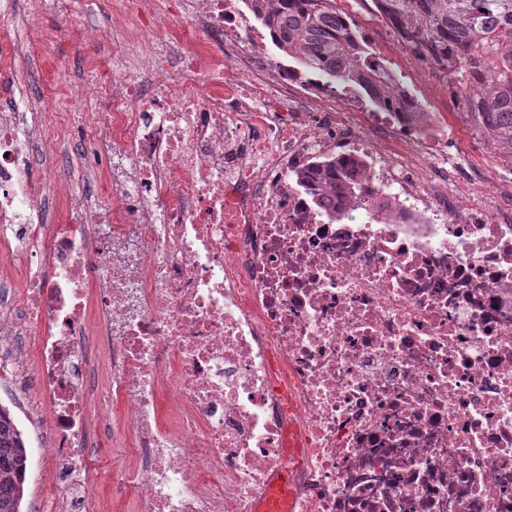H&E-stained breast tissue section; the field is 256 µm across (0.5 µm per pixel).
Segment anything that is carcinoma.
I'll return each mask as SVG.
<instances>
[{
    "mask_svg": "<svg viewBox=\"0 0 512 512\" xmlns=\"http://www.w3.org/2000/svg\"><path fill=\"white\" fill-rule=\"evenodd\" d=\"M277 47L302 70L389 91V74L357 50L349 18L334 0H248ZM378 13L421 59L443 66L459 108L512 159V0H376ZM345 201L362 191L356 161L333 157L314 173ZM28 447L11 411L0 406V512H21Z\"/></svg>",
    "mask_w": 512,
    "mask_h": 512,
    "instance_id": "cac0c4a2",
    "label": "carcinoma"
}]
</instances>
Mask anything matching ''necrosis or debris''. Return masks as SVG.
<instances>
[{"label": "necrosis or debris", "instance_id": "1", "mask_svg": "<svg viewBox=\"0 0 512 512\" xmlns=\"http://www.w3.org/2000/svg\"><path fill=\"white\" fill-rule=\"evenodd\" d=\"M164 3L114 7L186 42L177 64L116 29L133 67L67 85L102 104L96 193L57 177L50 107L0 113V380L57 512H103L92 336L131 512H256L286 468L292 512H512V184L462 208L486 174L435 114L408 118L412 93L336 111L323 77L266 55L247 0H182L184 27ZM332 155L367 194L341 206L311 180Z\"/></svg>", "mask_w": 512, "mask_h": 512}]
</instances>
